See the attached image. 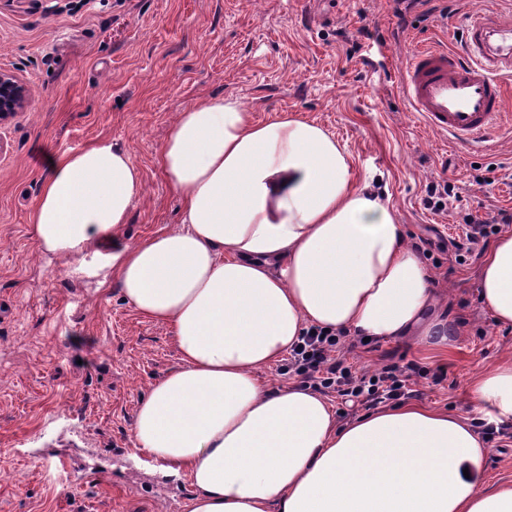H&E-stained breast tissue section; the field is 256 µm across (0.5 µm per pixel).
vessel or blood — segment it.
Here are the masks:
<instances>
[{
  "instance_id": "b4317fda",
  "label": "vessel or blood",
  "mask_w": 512,
  "mask_h": 512,
  "mask_svg": "<svg viewBox=\"0 0 512 512\" xmlns=\"http://www.w3.org/2000/svg\"><path fill=\"white\" fill-rule=\"evenodd\" d=\"M404 84L412 111L456 142H486L491 130L512 119V10L475 13L464 29L462 54L432 45L414 52Z\"/></svg>"
}]
</instances>
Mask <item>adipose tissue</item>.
<instances>
[{
  "label": "adipose tissue",
  "instance_id": "obj_1",
  "mask_svg": "<svg viewBox=\"0 0 512 512\" xmlns=\"http://www.w3.org/2000/svg\"><path fill=\"white\" fill-rule=\"evenodd\" d=\"M178 227L106 263L125 300L170 327L180 363L136 409L137 450L187 479L185 512H512L486 481L469 417L419 404L341 422L320 393L261 371L312 326L443 351L455 327L404 227L344 146L288 113L255 120L214 97L180 112L160 151ZM143 192L129 151L103 140L52 157L31 213L49 256L109 239ZM479 296L512 326V232L491 244ZM487 422H512V358L478 376Z\"/></svg>",
  "mask_w": 512,
  "mask_h": 512
}]
</instances>
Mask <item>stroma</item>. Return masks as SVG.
<instances>
[{"mask_svg": "<svg viewBox=\"0 0 512 512\" xmlns=\"http://www.w3.org/2000/svg\"><path fill=\"white\" fill-rule=\"evenodd\" d=\"M505 0H0V70L31 103L0 123V512H184L189 485L134 448L150 385L179 364L170 329L126 302L104 255L41 253L29 224L48 156L108 139L125 146L144 193L119 230L132 246L177 227L178 193L158 163L178 114L233 97L257 120L285 111L345 146L356 183L373 180L422 243L441 306L458 327L447 353L376 340L347 350L366 369H444L419 404L471 415L476 375L512 356V327L482 305L480 243L448 254L477 205L512 212V133L449 143L409 106L411 53L459 52L471 11ZM448 181L446 210L424 205Z\"/></svg>", "mask_w": 512, "mask_h": 512, "instance_id": "obj_1", "label": "stroma"}]
</instances>
